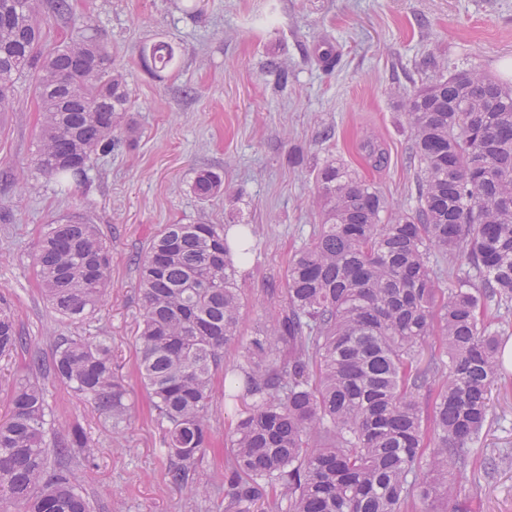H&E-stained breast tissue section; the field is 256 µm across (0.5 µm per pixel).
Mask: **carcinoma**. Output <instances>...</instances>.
<instances>
[{
    "mask_svg": "<svg viewBox=\"0 0 512 512\" xmlns=\"http://www.w3.org/2000/svg\"><path fill=\"white\" fill-rule=\"evenodd\" d=\"M39 0H0V112L11 87L37 71L43 121L39 169L80 181L92 153L112 148L127 110L124 75L103 43L79 33L38 52ZM175 63L171 44L145 51ZM417 160L418 207L393 212L373 184L334 159L316 174L324 217L288 266L281 320L243 343L241 289L220 224H168L139 262L138 373L158 412L169 480L183 486L212 447L209 409L224 350L243 349L227 400H251L235 424L224 496L235 512H441L458 501L473 445L489 424L488 393L501 378L500 337L512 328V87L473 69L415 89L406 99ZM222 178L201 171L207 200ZM465 258L438 287L434 254ZM43 290L65 319L101 305L111 274L95 226L67 219L39 241ZM475 273L481 287H467ZM440 338L442 351L427 350ZM23 347L0 298V356ZM30 368L68 385L120 421L126 388L102 336H60L49 362ZM41 385L16 382L0 420V501L24 512H91L56 460L87 433L71 427L50 445Z\"/></svg>",
    "mask_w": 512,
    "mask_h": 512,
    "instance_id": "obj_1",
    "label": "carcinoma"
}]
</instances>
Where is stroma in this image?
I'll return each mask as SVG.
<instances>
[{
  "mask_svg": "<svg viewBox=\"0 0 512 512\" xmlns=\"http://www.w3.org/2000/svg\"><path fill=\"white\" fill-rule=\"evenodd\" d=\"M69 0L37 16L48 53L78 31L97 36L126 76L130 109L118 144L92 154L84 181L61 193L37 169L42 116L33 75L0 115V297L10 304L27 348L0 357V417L31 358H50L58 336H104L128 389L120 424L69 387L45 379L49 421L58 433L81 425L95 448L72 467L94 512H224L226 440L243 405L216 383L213 448L198 476L208 497L169 483L162 431L137 372L138 261L165 224L251 225V250L237 264L243 339L259 335L285 307L284 281L295 251L323 219L315 176L329 159L356 169L396 210H415L417 163L402 103L411 90L456 68L512 83V0ZM171 42L173 68L155 71L142 51ZM331 59H324V52ZM385 153L373 165L363 148ZM220 175L224 192L200 201L196 174ZM80 216L111 249V277L99 310L81 323L45 299L34 253L53 222ZM492 426L476 458L512 449V363L489 392ZM479 483V512H512V464Z\"/></svg>",
  "mask_w": 512,
  "mask_h": 512,
  "instance_id": "1",
  "label": "stroma"
}]
</instances>
